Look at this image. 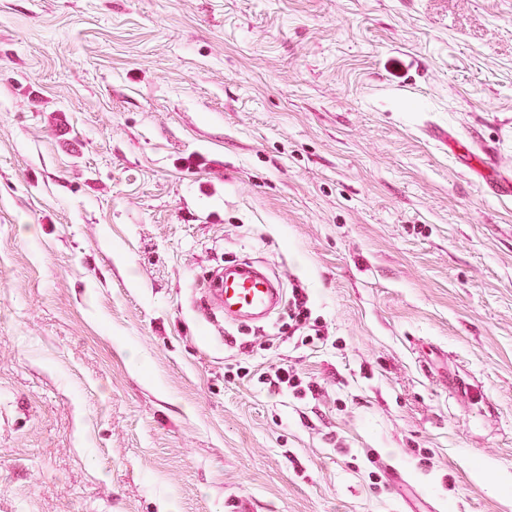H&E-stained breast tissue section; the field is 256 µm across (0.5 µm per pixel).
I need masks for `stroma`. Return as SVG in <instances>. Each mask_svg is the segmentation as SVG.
<instances>
[{
  "mask_svg": "<svg viewBox=\"0 0 512 512\" xmlns=\"http://www.w3.org/2000/svg\"><path fill=\"white\" fill-rule=\"evenodd\" d=\"M436 128L512 175V0H0V512H512V198ZM212 287L222 307L224 298V314L229 316H268L281 306L284 295L276 276L248 262L225 266L224 277L215 273Z\"/></svg>",
  "mask_w": 512,
  "mask_h": 512,
  "instance_id": "35a3bbf8",
  "label": "stroma"
}]
</instances>
